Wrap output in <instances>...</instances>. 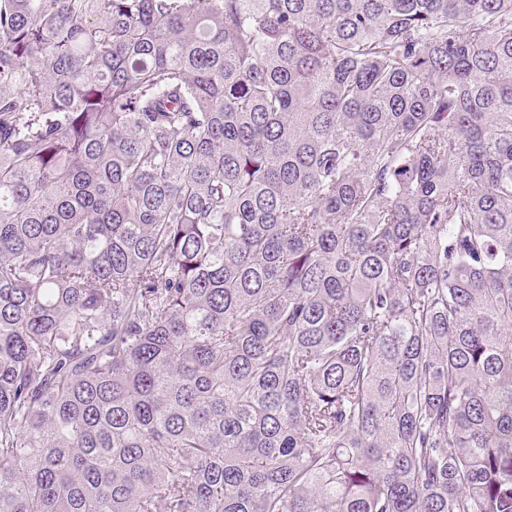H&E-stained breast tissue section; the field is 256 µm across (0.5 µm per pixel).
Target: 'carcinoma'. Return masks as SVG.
<instances>
[{"label":"carcinoma","mask_w":512,"mask_h":512,"mask_svg":"<svg viewBox=\"0 0 512 512\" xmlns=\"http://www.w3.org/2000/svg\"><path fill=\"white\" fill-rule=\"evenodd\" d=\"M0 512H512V0H0Z\"/></svg>","instance_id":"cac0c4a2"}]
</instances>
